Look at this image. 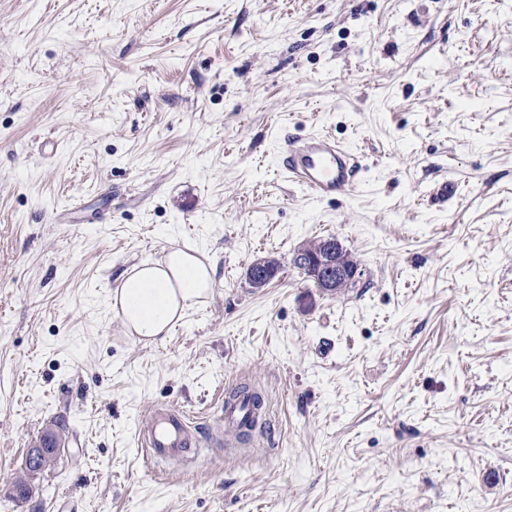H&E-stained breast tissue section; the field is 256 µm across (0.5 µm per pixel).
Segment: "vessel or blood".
<instances>
[{"label":"vessel or blood","mask_w":512,"mask_h":512,"mask_svg":"<svg viewBox=\"0 0 512 512\" xmlns=\"http://www.w3.org/2000/svg\"><path fill=\"white\" fill-rule=\"evenodd\" d=\"M357 156L335 139L312 133L285 141L279 165L284 173L318 200L352 192L356 187ZM251 411L245 400L225 402L221 414L224 437L237 438ZM136 442L147 459L154 462L190 456L196 438L184 411L173 407L153 408L147 427L138 428Z\"/></svg>","instance_id":"1"}]
</instances>
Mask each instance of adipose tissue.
Wrapping results in <instances>:
<instances>
[{"label":"adipose tissue","instance_id":"1","mask_svg":"<svg viewBox=\"0 0 512 512\" xmlns=\"http://www.w3.org/2000/svg\"><path fill=\"white\" fill-rule=\"evenodd\" d=\"M213 288L210 260L174 248L164 259L139 263L126 272L112 294L111 306L130 335L154 342L166 336Z\"/></svg>","mask_w":512,"mask_h":512}]
</instances>
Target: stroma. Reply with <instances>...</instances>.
<instances>
[{"mask_svg": "<svg viewBox=\"0 0 512 512\" xmlns=\"http://www.w3.org/2000/svg\"><path fill=\"white\" fill-rule=\"evenodd\" d=\"M363 165L319 201L279 167ZM338 237L355 287L288 263ZM205 252L164 339L125 271ZM281 264L263 290L248 264ZM264 426L224 444L225 398ZM159 403L191 462L134 440ZM64 450L10 485L53 425ZM512 512V0H0V512ZM357 164L358 158L350 149L320 133L285 140L279 160L288 178L318 200L352 192Z\"/></svg>", "mask_w": 512, "mask_h": 512, "instance_id": "35a3bbf8", "label": "stroma"}]
</instances>
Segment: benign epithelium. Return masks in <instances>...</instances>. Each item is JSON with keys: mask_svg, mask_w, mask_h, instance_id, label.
Segmentation results:
<instances>
[{"mask_svg": "<svg viewBox=\"0 0 512 512\" xmlns=\"http://www.w3.org/2000/svg\"><path fill=\"white\" fill-rule=\"evenodd\" d=\"M344 246L336 238H322L318 242L305 243L291 255L289 263L300 270L307 280L323 294H335L358 282L361 269L344 264L341 253ZM279 266L274 262L257 259L249 264L246 278L250 286L260 290L277 276ZM61 440L56 431L46 430L39 440L28 448L24 468L30 473L41 471L49 456L59 455Z\"/></svg>", "mask_w": 512, "mask_h": 512, "instance_id": "benign-epithelium-1", "label": "benign epithelium"}]
</instances>
